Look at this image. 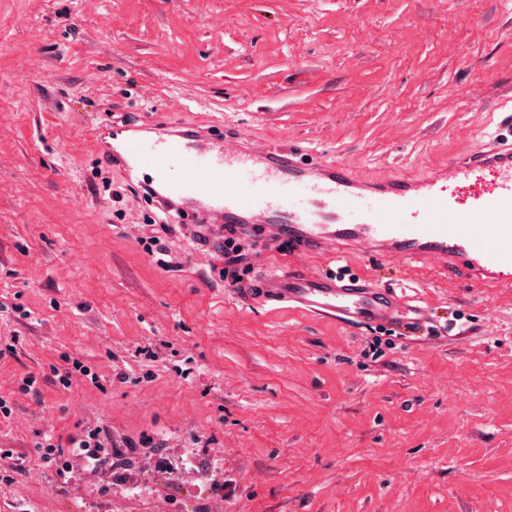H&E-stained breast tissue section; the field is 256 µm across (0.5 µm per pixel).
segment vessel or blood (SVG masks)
<instances>
[{
	"label": "vessel or blood",
	"instance_id": "b4317fda",
	"mask_svg": "<svg viewBox=\"0 0 512 512\" xmlns=\"http://www.w3.org/2000/svg\"><path fill=\"white\" fill-rule=\"evenodd\" d=\"M94 142L112 167L152 190L156 209L217 231L261 230L291 238L301 257L345 254L383 263L431 262L488 288H512V138L491 136L418 177L373 178L296 145L261 146L247 131L143 118L97 128ZM244 303L285 304L349 326L402 331L424 308L403 289L370 277L311 274L280 260Z\"/></svg>",
	"mask_w": 512,
	"mask_h": 512
}]
</instances>
